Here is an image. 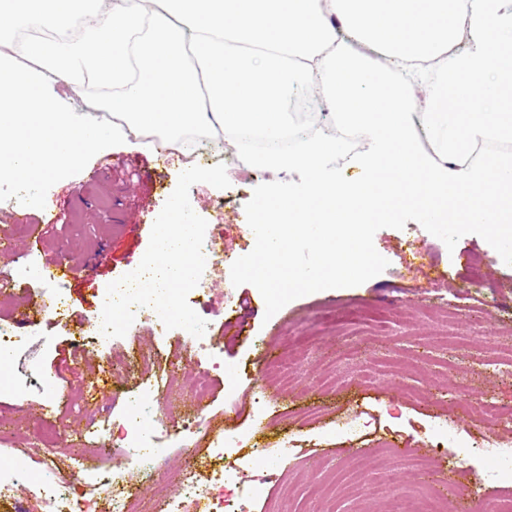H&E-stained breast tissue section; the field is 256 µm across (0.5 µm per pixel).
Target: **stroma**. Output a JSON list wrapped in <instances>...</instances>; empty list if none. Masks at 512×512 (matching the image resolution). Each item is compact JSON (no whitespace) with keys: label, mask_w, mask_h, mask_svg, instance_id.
<instances>
[{"label":"stroma","mask_w":512,"mask_h":512,"mask_svg":"<svg viewBox=\"0 0 512 512\" xmlns=\"http://www.w3.org/2000/svg\"><path fill=\"white\" fill-rule=\"evenodd\" d=\"M44 93L83 123L104 124L116 88L82 77L57 78ZM183 157L160 156L136 136L115 141L68 167L63 179L34 186L0 181V239L15 248L0 256V276L11 279L0 311L41 300L45 285L17 277L19 267L50 260L86 262L92 271L62 281L69 297L68 327L35 315L19 325L30 337L8 368L9 378L38 367L53 376L56 391L28 386L0 394V461L25 472L15 492L28 512H43L34 485L39 470L38 426L58 412L70 413L78 447L95 445L76 409L85 404L89 381L100 366L134 363L135 379L116 374L97 400L104 414H120L139 383L153 381L185 337L183 329L159 335L152 319L135 321L127 334L107 340L85 356L74 353L72 331L88 330L102 313L101 286L134 270L149 244L151 225L185 170ZM307 172L297 169L240 185L226 193L206 183L189 191L208 231L223 236L239 257L256 249L255 203L273 195H300ZM27 199L33 231L19 233L15 206ZM378 262L370 275L331 288L294 294L271 303L255 294L237 270H217L209 286L191 291L188 302L213 327L215 340L193 359L210 370L213 391L205 405L193 397L191 372L173 371V389L156 404L160 426L196 415L200 407L224 416L225 429L248 435L259 454L237 475L248 512H357L356 489L384 485L370 512H388L394 498L425 491L423 463L434 479L453 473L447 512H482L512 496V481L494 480L497 463L473 454L455 459L458 448L488 435L478 414L459 413L451 396L467 388L470 400L512 406V365L500 363L490 345L512 336V265L503 264L486 235L421 223L404 212L395 222L369 228ZM353 359H345L347 351ZM374 373L359 382L361 370ZM358 420L354 433L344 425ZM289 451H282L281 440ZM405 457H398L397 448ZM183 470L172 448L151 479L140 482L132 512H153L178 488Z\"/></svg>","instance_id":"35a3bbf8"}]
</instances>
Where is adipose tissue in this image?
I'll use <instances>...</instances> for the list:
<instances>
[{"mask_svg": "<svg viewBox=\"0 0 512 512\" xmlns=\"http://www.w3.org/2000/svg\"><path fill=\"white\" fill-rule=\"evenodd\" d=\"M17 0L57 25L95 18L76 42L34 39L36 68L0 59V153L20 163L0 179L35 185L110 142L60 111L42 90L85 71L123 88L112 103L129 131L187 126L246 130L268 138L290 123L296 84H316L336 110L337 133L291 154L250 156L273 171L308 169L298 196L255 218L258 245L241 265L254 291L277 301L364 275L376 261L361 233L408 209L427 224H466L512 251V160L471 161L478 144L512 142V0H141L99 10L85 0ZM147 74L130 83L132 69ZM346 130L366 133L359 180L320 177L344 149ZM429 149H422V142ZM316 243L308 269L287 261L295 237Z\"/></svg>", "mask_w": 512, "mask_h": 512, "instance_id": "obj_1", "label": "adipose tissue"}]
</instances>
